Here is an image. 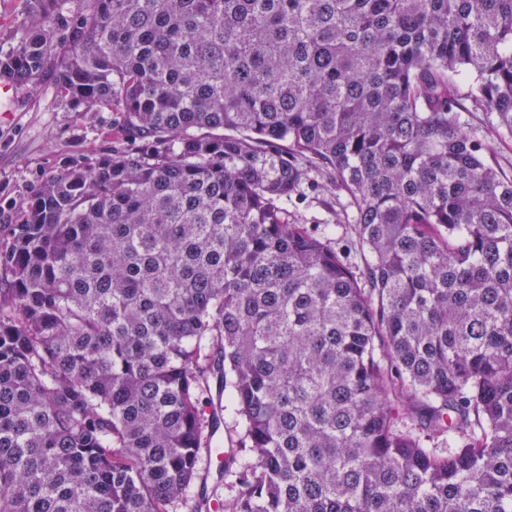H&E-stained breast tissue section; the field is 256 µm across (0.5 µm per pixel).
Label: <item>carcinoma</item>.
I'll list each match as a JSON object with an SVG mask.
<instances>
[{
  "label": "carcinoma",
  "instance_id": "cac0c4a2",
  "mask_svg": "<svg viewBox=\"0 0 512 512\" xmlns=\"http://www.w3.org/2000/svg\"><path fill=\"white\" fill-rule=\"evenodd\" d=\"M32 0L0 68L142 145L0 238V512H512V0ZM364 264L288 222L316 176ZM220 404V414L209 408ZM461 114L475 139L482 146L486 161L512 176V134L498 125L493 112L478 109Z\"/></svg>",
  "mask_w": 512,
  "mask_h": 512
}]
</instances>
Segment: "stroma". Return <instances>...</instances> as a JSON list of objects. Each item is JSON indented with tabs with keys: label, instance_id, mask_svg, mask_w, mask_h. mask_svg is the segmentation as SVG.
<instances>
[{
	"label": "stroma",
	"instance_id": "35a3bbf8",
	"mask_svg": "<svg viewBox=\"0 0 512 512\" xmlns=\"http://www.w3.org/2000/svg\"><path fill=\"white\" fill-rule=\"evenodd\" d=\"M17 91L21 110L0 112V225L21 223L33 193L63 163L132 146L121 131L118 112L75 110L56 98L47 84L36 93L23 85ZM463 118L486 161L512 176V134L499 126L491 112L478 109ZM344 204V199L322 187L309 188L300 201L289 205L288 219L310 228L334 224Z\"/></svg>",
	"mask_w": 512,
	"mask_h": 512
}]
</instances>
